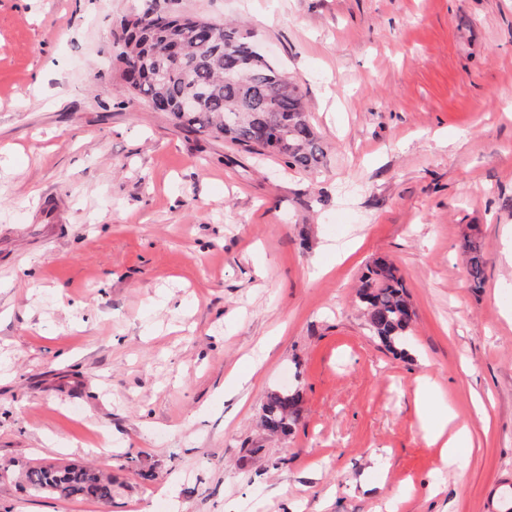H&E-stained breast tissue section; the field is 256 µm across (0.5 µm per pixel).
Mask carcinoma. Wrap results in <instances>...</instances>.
Listing matches in <instances>:
<instances>
[{
	"instance_id": "cac0c4a2",
	"label": "carcinoma",
	"mask_w": 512,
	"mask_h": 512,
	"mask_svg": "<svg viewBox=\"0 0 512 512\" xmlns=\"http://www.w3.org/2000/svg\"><path fill=\"white\" fill-rule=\"evenodd\" d=\"M144 25L121 23L115 34L122 76L132 70L142 81L125 91L155 105L185 129L205 133L248 153L280 160L291 171L313 173L325 150L310 121L300 86L257 52L250 33L235 24L205 16L148 9ZM194 95L191 112L180 111ZM469 288L478 292L486 281L482 246L465 244ZM357 296L372 336L388 350L404 349L415 317L404 276L381 258L360 279ZM298 389L276 388L262 406V428L286 436L302 410ZM33 497L112 502V475L100 468L70 463L35 464L21 475Z\"/></svg>"
}]
</instances>
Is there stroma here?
Returning a JSON list of instances; mask_svg holds the SVG:
<instances>
[{
	"instance_id": "1",
	"label": "stroma",
	"mask_w": 512,
	"mask_h": 512,
	"mask_svg": "<svg viewBox=\"0 0 512 512\" xmlns=\"http://www.w3.org/2000/svg\"><path fill=\"white\" fill-rule=\"evenodd\" d=\"M153 3L251 31L320 174L121 91L114 33ZM509 247L512 0H0V463L113 480L102 505L0 477V512H512ZM380 257L402 354L357 298ZM449 409L481 445L448 467L424 426ZM465 265L469 288L478 292L486 281V258L482 246L474 241L465 244ZM404 276L390 260L381 258L360 279L357 296L366 326L388 350H405L415 317ZM302 402L299 389L269 391L262 406V428L272 435L290 434L300 417Z\"/></svg>"
}]
</instances>
